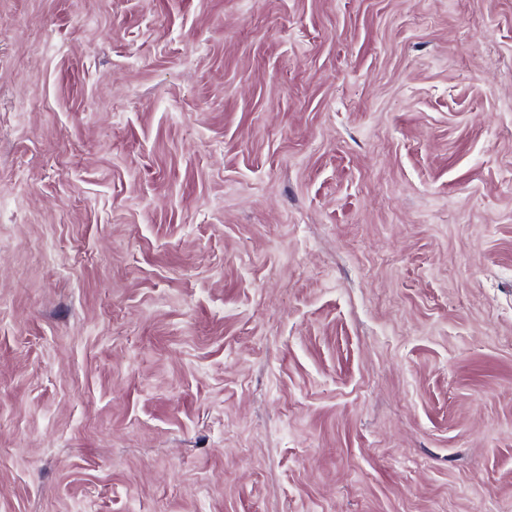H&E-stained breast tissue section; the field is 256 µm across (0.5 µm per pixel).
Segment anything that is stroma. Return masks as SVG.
Here are the masks:
<instances>
[{
  "mask_svg": "<svg viewBox=\"0 0 512 512\" xmlns=\"http://www.w3.org/2000/svg\"><path fill=\"white\" fill-rule=\"evenodd\" d=\"M0 512H512V0H0Z\"/></svg>",
  "mask_w": 512,
  "mask_h": 512,
  "instance_id": "obj_1",
  "label": "stroma"
}]
</instances>
